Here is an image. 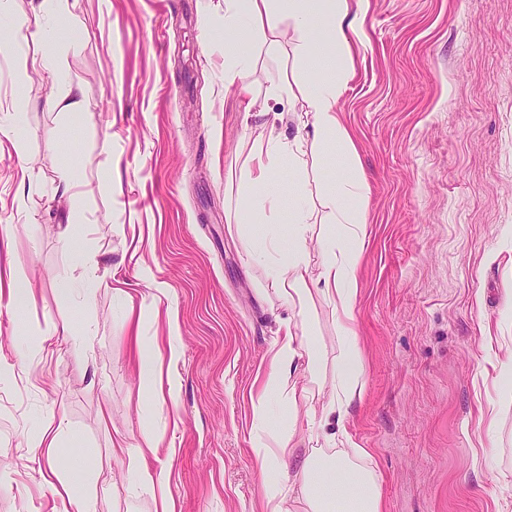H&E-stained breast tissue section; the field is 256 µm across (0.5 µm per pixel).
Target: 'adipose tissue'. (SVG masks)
I'll list each match as a JSON object with an SVG mask.
<instances>
[{"label":"adipose tissue","instance_id":"1","mask_svg":"<svg viewBox=\"0 0 512 512\" xmlns=\"http://www.w3.org/2000/svg\"><path fill=\"white\" fill-rule=\"evenodd\" d=\"M72 0H39L33 8L37 33L48 44L55 41L59 25L68 21L79 25ZM366 13V0H224V92L234 95L242 112H251L256 103L252 75L254 54L242 52L237 37L243 29L262 36L270 52L297 59L300 77L280 69L267 76L266 95L281 101L294 99L296 82H304L306 109L297 122L311 127L310 135L283 137L278 126L284 113H273L267 135L253 140L239 166V180L245 189L242 207L252 224L275 223L280 203L269 193L271 183L282 174L302 184L308 157L327 158L330 145L344 155L345 168L337 173L333 186L322 199V215L314 217L301 194L293 196V219L286 228L288 249H280L275 236L251 235L246 252L272 255L273 282L290 314L279 323L280 338L275 344L274 365L263 386L251 396L254 416L260 424L269 420L272 400L296 410L310 402L311 391L298 385L293 372L298 364L314 371L320 351L313 341L311 304L325 300L336 325V334L347 344L344 359L336 367V391L322 404L311 421L317 424L324 441H333L334 427L343 426L353 401L360 397L363 383L362 360L357 346L355 307L359 293L362 241L368 222L369 183L357 166L352 137L339 106L350 73L346 66L356 51L353 34L359 33ZM33 69L48 72L58 81L61 93L54 109L68 121L82 120L86 106L81 87L66 77L58 51L45 52L32 59ZM324 223L321 235H314V222ZM316 244L318 265H311L307 249ZM180 349L175 336H168L165 357L140 358V391L152 400L166 398L163 385L164 363H176ZM65 430L57 420L56 407H49L43 423L30 445L48 463L46 484L52 496L53 512H95L86 490L77 484L71 470H59L57 452ZM294 430L257 437L254 455L262 466L278 467L288 477L287 485L269 484L264 494L265 512H293L294 505L305 504L307 512H384L376 470L356 464L343 452L322 455L316 452L298 456L293 447ZM164 443L161 429L143 423L136 444L124 438L113 440L114 451L128 456L125 479L129 492L150 494L154 512H177L170 493V472L155 469L150 459L158 457Z\"/></svg>","mask_w":512,"mask_h":512}]
</instances>
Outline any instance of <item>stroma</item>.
Instances as JSON below:
<instances>
[{"label":"stroma","mask_w":512,"mask_h":512,"mask_svg":"<svg viewBox=\"0 0 512 512\" xmlns=\"http://www.w3.org/2000/svg\"><path fill=\"white\" fill-rule=\"evenodd\" d=\"M75 12L85 30L59 37L83 125L48 108L51 76L22 70L42 50L36 36L0 50V114L28 101L12 138L0 136V225H12L11 260L27 277L23 301L0 297V364L31 353L0 378V473L12 478L0 512H51L47 464L28 438L58 402L79 442L57 463L92 450L96 512H152L149 496L112 488L128 470L113 431L138 439L149 416L165 429L158 465L178 512H262L275 475L252 452L250 394L288 308L269 258L245 253L244 191L228 171L266 110L288 109L264 99L267 73L297 64L244 32L260 96L246 119L224 98V0H77ZM363 41L340 108L370 183L356 304L364 390L330 445L299 404L296 452L367 449L385 512H497L512 507V409L492 433L479 411L498 400L493 362H512V0H368ZM64 170L79 228L58 192ZM91 266L125 295L74 294ZM159 286L168 298L140 325L143 352L155 355L173 319L181 356L174 401L154 404L125 315ZM315 308L324 368L295 377L324 402L347 346L330 307ZM49 322L88 334L44 349Z\"/></svg>","instance_id":"1"}]
</instances>
